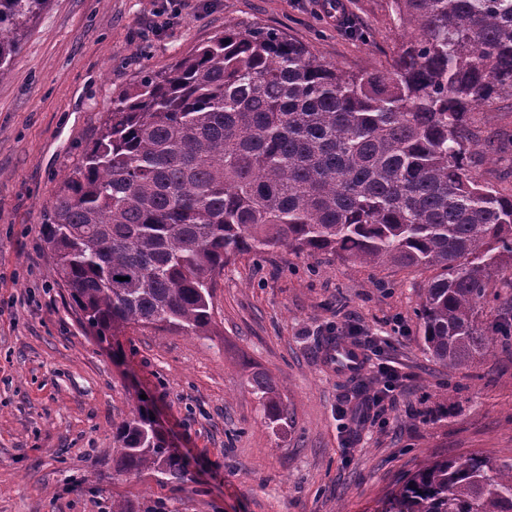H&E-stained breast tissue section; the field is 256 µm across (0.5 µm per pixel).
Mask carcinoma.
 <instances>
[{
  "instance_id": "1",
  "label": "carcinoma",
  "mask_w": 512,
  "mask_h": 512,
  "mask_svg": "<svg viewBox=\"0 0 512 512\" xmlns=\"http://www.w3.org/2000/svg\"><path fill=\"white\" fill-rule=\"evenodd\" d=\"M49 2L0 0V77ZM391 8L404 34L383 70L345 72L281 33L228 26L112 98L45 227L52 270L100 342L210 335L224 266L286 247L439 270L420 312L428 354L456 371L492 352L512 194L471 173L468 145L474 113L512 97V0ZM248 385L270 422L288 421L271 377ZM150 416L138 402L117 426V474L179 478ZM381 512H512V466L479 452L428 463Z\"/></svg>"
}]
</instances>
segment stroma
I'll use <instances>...</instances> for the list:
<instances>
[{
  "label": "stroma",
  "instance_id": "1",
  "mask_svg": "<svg viewBox=\"0 0 512 512\" xmlns=\"http://www.w3.org/2000/svg\"><path fill=\"white\" fill-rule=\"evenodd\" d=\"M264 27L347 70L385 66L390 0H50L0 78V512H375L423 464L472 452L512 464V329L495 356L448 372L418 311L433 273L285 248L240 255L212 332L152 328L97 341L51 269L44 226L112 99L225 27ZM482 182L512 193V98L478 112ZM382 345L400 387L375 413L325 359L329 327ZM271 376L290 419L269 423L246 381ZM146 395L183 478L115 476L112 436Z\"/></svg>",
  "mask_w": 512,
  "mask_h": 512
}]
</instances>
